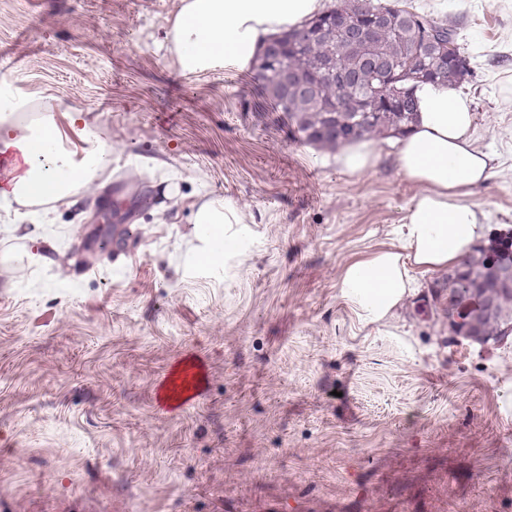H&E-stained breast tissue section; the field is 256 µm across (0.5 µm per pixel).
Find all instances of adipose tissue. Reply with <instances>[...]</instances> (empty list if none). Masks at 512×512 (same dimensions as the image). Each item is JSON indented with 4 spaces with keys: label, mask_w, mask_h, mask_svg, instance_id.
Listing matches in <instances>:
<instances>
[{
    "label": "adipose tissue",
    "mask_w": 512,
    "mask_h": 512,
    "mask_svg": "<svg viewBox=\"0 0 512 512\" xmlns=\"http://www.w3.org/2000/svg\"><path fill=\"white\" fill-rule=\"evenodd\" d=\"M321 0H180L162 49L182 72L250 68L273 35L315 15ZM30 100L0 82V158L13 166L0 183V210L14 205L74 203L96 187L112 164V143L83 109L52 100L32 122L18 121ZM417 117L392 139L398 171L418 184L393 229L394 248L353 262L340 279L342 298L367 325L390 319L417 289L416 270L465 259L490 227L475 187L494 174L495 155L475 147L472 101L455 87L424 83L416 90Z\"/></svg>",
    "instance_id": "adipose-tissue-1"
}]
</instances>
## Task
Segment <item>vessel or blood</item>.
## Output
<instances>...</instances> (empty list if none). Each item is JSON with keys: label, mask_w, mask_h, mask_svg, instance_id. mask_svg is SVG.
<instances>
[{"label": "vessel or blood", "mask_w": 512, "mask_h": 512, "mask_svg": "<svg viewBox=\"0 0 512 512\" xmlns=\"http://www.w3.org/2000/svg\"><path fill=\"white\" fill-rule=\"evenodd\" d=\"M208 377L202 358L194 353L178 356L156 386V405L160 412L177 415L196 406L204 395Z\"/></svg>", "instance_id": "vessel-or-blood-1"}]
</instances>
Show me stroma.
Returning a JSON list of instances; mask_svg holds the SVG:
<instances>
[{
  "label": "stroma",
  "instance_id": "stroma-1",
  "mask_svg": "<svg viewBox=\"0 0 512 512\" xmlns=\"http://www.w3.org/2000/svg\"><path fill=\"white\" fill-rule=\"evenodd\" d=\"M407 2L471 58L475 144L497 155L472 199L512 226V0ZM178 5L0 0V79L112 138L102 193L0 230V449L26 451L0 512H512V335H451L428 307L440 269L380 327L340 294L418 191L387 139L348 174L254 69L182 73L158 49ZM214 193L241 217L217 236L195 221ZM187 351L207 390L163 414ZM203 367V360L197 354L178 356L156 386L158 410L164 414L178 415L196 406L209 382Z\"/></svg>",
  "mask_w": 512,
  "mask_h": 512
}]
</instances>
